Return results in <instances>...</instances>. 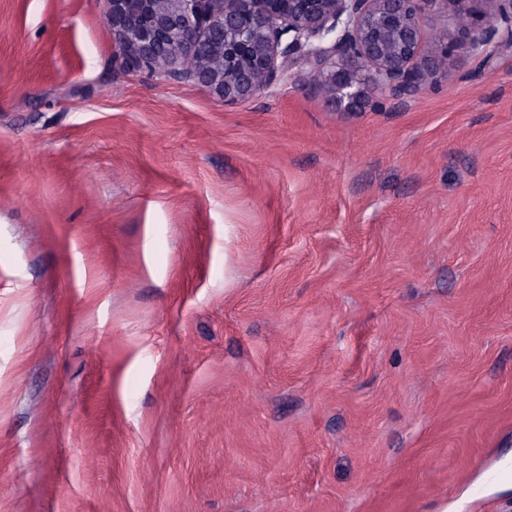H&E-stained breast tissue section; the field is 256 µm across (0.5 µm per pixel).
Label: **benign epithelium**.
<instances>
[{
    "instance_id": "obj_1",
    "label": "benign epithelium",
    "mask_w": 512,
    "mask_h": 512,
    "mask_svg": "<svg viewBox=\"0 0 512 512\" xmlns=\"http://www.w3.org/2000/svg\"><path fill=\"white\" fill-rule=\"evenodd\" d=\"M114 55L226 104L295 79L338 112L404 103L448 81L456 53L512 52V0H103ZM436 30L432 44L426 32Z\"/></svg>"
}]
</instances>
